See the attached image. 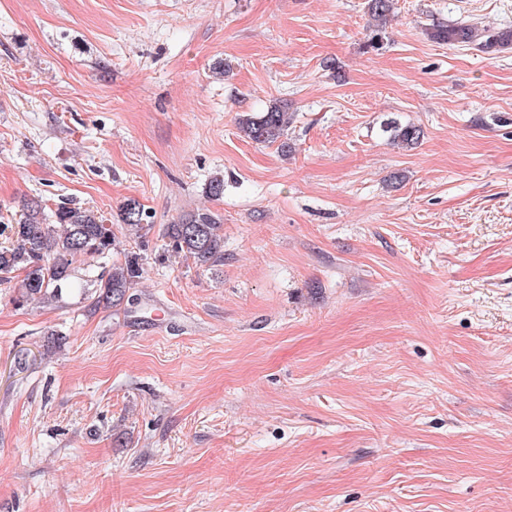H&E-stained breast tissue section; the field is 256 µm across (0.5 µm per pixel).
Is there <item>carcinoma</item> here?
Listing matches in <instances>:
<instances>
[{
    "label": "carcinoma",
    "mask_w": 512,
    "mask_h": 512,
    "mask_svg": "<svg viewBox=\"0 0 512 512\" xmlns=\"http://www.w3.org/2000/svg\"><path fill=\"white\" fill-rule=\"evenodd\" d=\"M367 11L382 27L392 9V0H366ZM431 39L448 45H479L490 50L501 39L487 34L468 21L436 25L429 32ZM293 115L288 108L272 103L262 112H244L237 118L240 135L258 145H277L282 156L292 152L286 138ZM391 140L411 148L423 138L421 127L394 124L386 127ZM119 224L106 223V218L92 208L60 206L48 220L38 199L27 201L16 222L10 225L11 241L0 245V284L9 283L13 274H23L18 301L42 302L62 295L72 284L73 259L79 255L105 258L120 247L114 227L138 238L152 230L149 213L136 199L123 203L118 214ZM161 237L164 252L159 259L181 257L199 266L212 265L224 259V224L221 215L209 209L186 212L163 225ZM144 257L135 251L124 253V260L112 263L95 280L92 307L120 309L123 302L134 300L132 290L142 275Z\"/></svg>",
    "instance_id": "cac0c4a2"
}]
</instances>
